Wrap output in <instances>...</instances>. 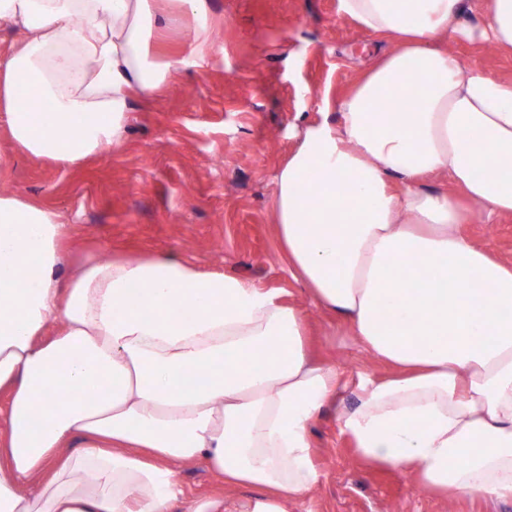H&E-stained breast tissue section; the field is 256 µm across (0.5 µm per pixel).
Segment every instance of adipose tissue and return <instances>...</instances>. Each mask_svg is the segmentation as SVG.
I'll use <instances>...</instances> for the list:
<instances>
[{
    "label": "adipose tissue",
    "mask_w": 512,
    "mask_h": 512,
    "mask_svg": "<svg viewBox=\"0 0 512 512\" xmlns=\"http://www.w3.org/2000/svg\"><path fill=\"white\" fill-rule=\"evenodd\" d=\"M172 2L194 21L187 59L156 53V0H0L20 35L0 54L16 150L60 168L119 150L131 92L213 50L205 0ZM339 2L394 46L337 100L338 123L305 128L273 227L317 306L391 374L340 405V367L313 358L304 311L276 291L173 254L65 269L61 215L1 192L0 512H173L176 469L197 463L226 491L184 512H290L320 481L309 429L332 404L362 464L430 494L512 498V260L462 230L512 215V80L442 45L462 0ZM421 175L470 208L391 188Z\"/></svg>",
    "instance_id": "obj_1"
}]
</instances>
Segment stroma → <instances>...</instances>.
<instances>
[{
	"label": "stroma",
	"instance_id": "obj_1",
	"mask_svg": "<svg viewBox=\"0 0 512 512\" xmlns=\"http://www.w3.org/2000/svg\"><path fill=\"white\" fill-rule=\"evenodd\" d=\"M214 49L175 73L154 97L133 103L119 152L73 169L17 152L0 125V189L59 211L76 257L115 249L174 253L223 271L307 314L313 353L343 366L349 382L382 377L348 325L322 313L291 273L273 232L276 176L308 123L338 122L325 97L350 89L391 41L358 28L339 0H207ZM167 31L159 54L188 55L193 21L157 0ZM487 0H467L471 38L449 50L498 79H512V52L483 47ZM476 243L512 258V218L465 225ZM322 477L293 512H512V499L443 500L393 471L359 464L332 410L311 427Z\"/></svg>",
	"mask_w": 512,
	"mask_h": 512
}]
</instances>
